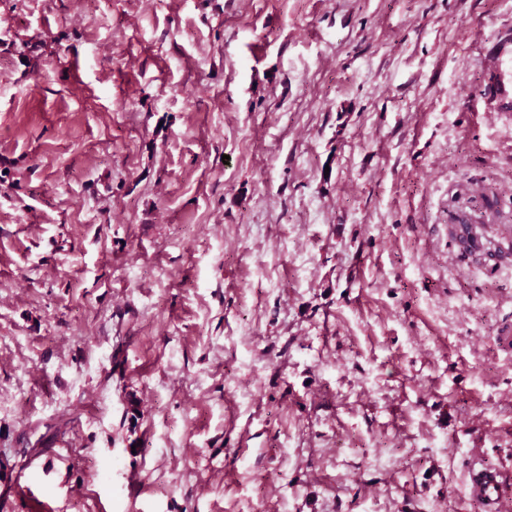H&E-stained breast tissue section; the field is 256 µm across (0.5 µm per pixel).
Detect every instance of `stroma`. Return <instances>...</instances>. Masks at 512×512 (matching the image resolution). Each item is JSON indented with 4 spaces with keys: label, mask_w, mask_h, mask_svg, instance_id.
<instances>
[{
    "label": "stroma",
    "mask_w": 512,
    "mask_h": 512,
    "mask_svg": "<svg viewBox=\"0 0 512 512\" xmlns=\"http://www.w3.org/2000/svg\"><path fill=\"white\" fill-rule=\"evenodd\" d=\"M508 328L512 0H0L14 512H485ZM468 483L469 494L479 500L487 512L506 510L505 494L501 474L497 470L473 464L470 468Z\"/></svg>",
    "instance_id": "35a3bbf8"
}]
</instances>
